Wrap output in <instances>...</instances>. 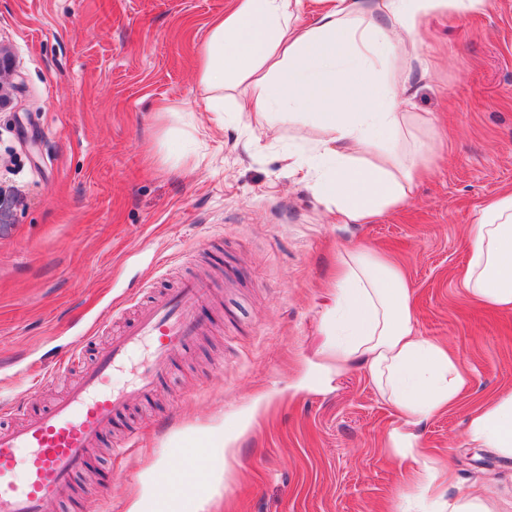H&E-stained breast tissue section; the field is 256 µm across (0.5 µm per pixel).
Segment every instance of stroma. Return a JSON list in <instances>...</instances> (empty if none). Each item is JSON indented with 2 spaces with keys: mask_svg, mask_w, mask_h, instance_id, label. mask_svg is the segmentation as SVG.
<instances>
[{
  "mask_svg": "<svg viewBox=\"0 0 512 512\" xmlns=\"http://www.w3.org/2000/svg\"><path fill=\"white\" fill-rule=\"evenodd\" d=\"M229 0H0L13 72L0 109V424L74 345H104L134 306L208 274L205 331L134 399L66 512H127L190 428L224 426L227 468L204 512H407L413 487L386 443L397 410L367 370H318L337 252L366 249L404 271L418 331L469 380L420 423L423 451L452 471L447 498L507 512L512 460L465 439L470 416L512 394V310L462 286L479 207L512 190V0L426 18L409 111L430 125L429 177L370 224L329 213L286 155L302 130L263 133L252 114L209 112L195 63Z\"/></svg>",
  "mask_w": 512,
  "mask_h": 512,
  "instance_id": "35a3bbf8",
  "label": "stroma"
}]
</instances>
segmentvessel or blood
Returning a JSON list of instances; mask_svg holds the SVG:
<instances>
[{
	"label": "vessel or blood",
	"mask_w": 512,
	"mask_h": 512,
	"mask_svg": "<svg viewBox=\"0 0 512 512\" xmlns=\"http://www.w3.org/2000/svg\"><path fill=\"white\" fill-rule=\"evenodd\" d=\"M204 281L192 277L142 307L48 410L0 426V512H56L84 469L85 458L124 414L129 396L149 399L161 375L203 326L196 306ZM130 368L121 390L110 389L114 370ZM162 493L190 495L193 479L155 474Z\"/></svg>",
	"instance_id": "obj_1"
}]
</instances>
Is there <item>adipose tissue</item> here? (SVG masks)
Listing matches in <instances>:
<instances>
[{"mask_svg":"<svg viewBox=\"0 0 512 512\" xmlns=\"http://www.w3.org/2000/svg\"><path fill=\"white\" fill-rule=\"evenodd\" d=\"M304 0H231L214 18L199 53L197 82L207 110L220 106L215 89L246 82L237 102L258 125L279 115L305 116L316 136L288 154L292 173L304 174L313 196L347 224H368L413 196L428 166L425 120L408 111L401 84L420 66L422 23L444 10L460 15L489 8L490 0H328L306 25ZM402 60L401 72L388 70ZM466 293L485 306L512 309V192L477 212L462 274ZM334 304L323 319L326 368H366L397 409L387 444L416 488V512H487L482 499L445 500V467L420 450L414 428L455 403L467 385L447 346L421 336L407 280L382 255L354 250L336 264ZM468 443L512 459V395L477 410ZM204 470L223 474V426L186 436Z\"/></svg>","mask_w":512,"mask_h":512,"instance_id":"ef3b65f1","label":"adipose tissue"}]
</instances>
